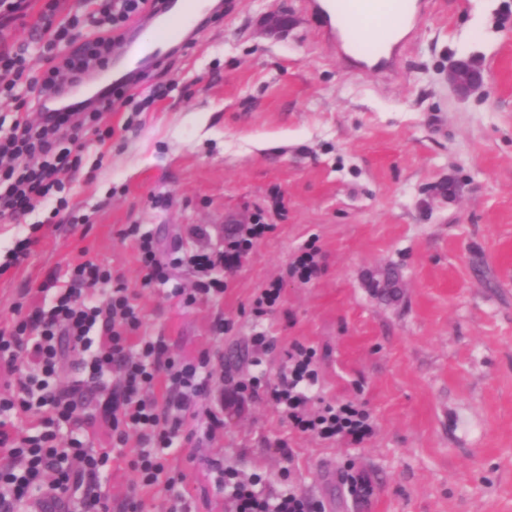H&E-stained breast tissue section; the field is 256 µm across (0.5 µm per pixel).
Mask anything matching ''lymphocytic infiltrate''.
<instances>
[{"label":"lymphocytic infiltrate","instance_id":"obj_1","mask_svg":"<svg viewBox=\"0 0 512 512\" xmlns=\"http://www.w3.org/2000/svg\"><path fill=\"white\" fill-rule=\"evenodd\" d=\"M87 18L70 15L45 20L42 54L48 65L44 76L30 74L22 54L0 51V95L24 88L39 122L16 117L9 135L0 138V214L18 218L38 205L51 204V219L76 223L65 195L67 175L77 173L85 149L83 136L97 130L99 140L111 130L99 129L101 108L84 106L82 114L63 109L47 111V102L79 84L90 68L105 64L112 45L127 22L153 6L155 0H88ZM270 230L254 223L230 233L221 251L191 250L164 254L155 237L140 225L126 228L125 237L137 248L148 280H163L169 267L185 265L197 277L192 290L173 289L178 304L191 307L224 294L217 268L236 269L255 240ZM66 284L49 276L32 297H51L50 308L35 307L28 317L0 328V452L10 467L0 468V512H104L102 483L110 474L113 456L122 455L129 434H137L140 448L129 466L137 490L165 482L170 491L169 512H186L182 476L173 475L172 451L185 447L187 426L197 420L209 395L214 353L205 351L193 361L170 353L157 337L143 333V317L135 297L121 276L89 255L66 272ZM82 358L86 378L70 389H58L55 377L66 351ZM313 350L294 344L288 353V371L271 385L270 397L289 425L318 438L363 444L374 432L370 413L353 402L324 403L317 411L307 405L317 383ZM164 385V396L153 389ZM92 386L102 395L96 415H80L81 391ZM37 410L42 429L25 436L9 416ZM78 426L79 435L61 440L64 425ZM105 432L110 444L87 447L85 430ZM228 495L229 512H323L294 490L274 497L264 494L260 476L240 478L223 461H211ZM81 498H73V491Z\"/></svg>","mask_w":512,"mask_h":512}]
</instances>
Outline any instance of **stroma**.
Masks as SVG:
<instances>
[{"instance_id": "stroma-1", "label": "stroma", "mask_w": 512, "mask_h": 512, "mask_svg": "<svg viewBox=\"0 0 512 512\" xmlns=\"http://www.w3.org/2000/svg\"><path fill=\"white\" fill-rule=\"evenodd\" d=\"M229 3L134 91L141 99L161 84L163 99L132 122L103 113L112 138L90 142L68 179L77 225H46V205L0 218V263L17 239H40L0 274V322L86 249L125 279L147 335L187 360L220 355L204 406L222 410L224 425L193 427L171 458L189 512H227L213 459L325 512H512V0H427L391 83L339 60L301 0ZM23 6L0 18V50L40 73L45 16L86 6ZM461 58L485 75L467 97L448 82ZM258 216L272 230L225 275L223 298L190 308L171 291L194 287L192 270L146 281L122 235L139 224L164 252L217 250ZM309 241L320 271L305 283L290 265ZM275 280L279 305L255 317L258 289ZM258 330L272 336L269 350L251 347ZM296 342L317 352V397L370 412L375 433L362 445L291 430L263 388L224 407L252 375L275 382ZM139 446L130 435L111 463L107 512H123ZM361 470L373 477L365 501L343 483Z\"/></svg>"}]
</instances>
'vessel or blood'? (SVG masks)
Here are the masks:
<instances>
[{
    "instance_id": "1",
    "label": "vessel or blood",
    "mask_w": 512,
    "mask_h": 512,
    "mask_svg": "<svg viewBox=\"0 0 512 512\" xmlns=\"http://www.w3.org/2000/svg\"><path fill=\"white\" fill-rule=\"evenodd\" d=\"M303 5L310 13L327 14L330 26L326 36L335 44L337 56L383 78L398 72L408 48L407 37L397 34L389 17L399 16L413 32L424 15L422 0H303ZM214 10L213 0H159L126 29L113 54L111 69L91 79L92 94L102 101L112 89L135 86L188 39L200 16ZM353 18L378 22L383 37L373 48L361 47L357 29L349 24Z\"/></svg>"
}]
</instances>
